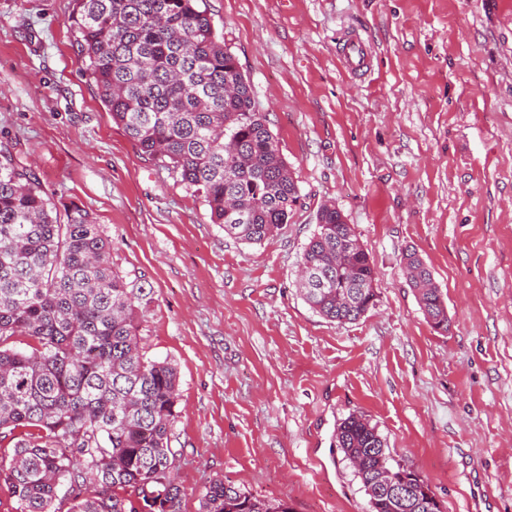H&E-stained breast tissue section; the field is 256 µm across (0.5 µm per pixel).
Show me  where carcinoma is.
Here are the masks:
<instances>
[{
  "mask_svg": "<svg viewBox=\"0 0 512 512\" xmlns=\"http://www.w3.org/2000/svg\"><path fill=\"white\" fill-rule=\"evenodd\" d=\"M201 0H73L77 56L99 97L140 151L203 198L212 223L247 244L277 233L299 201L278 142L258 111L236 57ZM317 231L300 263L327 280H299L305 303L337 323L377 303L369 253L333 203L316 212ZM402 263L425 318L448 332V311L430 270L414 252ZM146 289L112 270L110 244L89 214L59 210L25 153L0 148V440L14 453L0 481L15 512H179L178 452L170 431L179 376L148 360L138 329ZM23 336L26 348L13 345ZM338 448L371 512H442L416 471L390 463L376 426L344 419ZM410 487L402 500L376 489L381 474ZM201 512H293L215 479Z\"/></svg>",
  "mask_w": 512,
  "mask_h": 512,
  "instance_id": "obj_1",
  "label": "carcinoma"
}]
</instances>
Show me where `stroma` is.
Returning a JSON list of instances; mask_svg holds the SVG:
<instances>
[{
    "label": "stroma",
    "mask_w": 512,
    "mask_h": 512,
    "mask_svg": "<svg viewBox=\"0 0 512 512\" xmlns=\"http://www.w3.org/2000/svg\"><path fill=\"white\" fill-rule=\"evenodd\" d=\"M298 185L259 245L227 237L143 155L84 74L72 0H0V138L76 202L146 288L140 344L180 374V512L216 478L294 512H369L336 447L365 416L444 512H512V0H203ZM372 70L351 77L340 34ZM335 202L378 300L338 324L296 270ZM423 258L448 309L426 320L400 264ZM342 46L341 60L349 72H363L369 68L370 50L364 40L350 34L344 38Z\"/></svg>",
    "instance_id": "obj_1"
}]
</instances>
